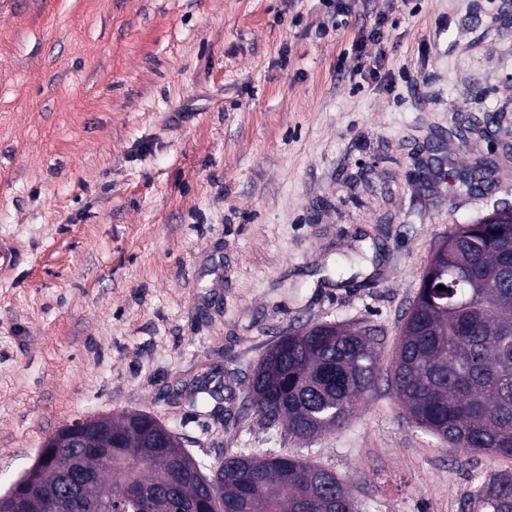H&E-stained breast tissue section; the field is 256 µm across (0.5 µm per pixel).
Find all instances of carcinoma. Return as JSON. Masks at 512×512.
<instances>
[{
	"instance_id": "cac0c4a2",
	"label": "carcinoma",
	"mask_w": 512,
	"mask_h": 512,
	"mask_svg": "<svg viewBox=\"0 0 512 512\" xmlns=\"http://www.w3.org/2000/svg\"><path fill=\"white\" fill-rule=\"evenodd\" d=\"M496 160L477 158L456 176L459 187L490 183ZM455 247L433 252L415 299L399 326L392 386L409 418L454 448L512 457V283L501 263L512 258V219L455 224L443 236ZM447 269L440 295L426 283ZM311 336L292 330L261 356L248 377L249 409L267 428L310 440L343 426L375 384L378 352L367 329L328 325ZM200 384L191 407L212 406ZM112 512H360L333 471L288 454L229 455L210 463L170 444L154 443L164 424L148 412L112 420ZM209 474H204V471ZM470 512H512V471L485 476L470 495Z\"/></svg>"
}]
</instances>
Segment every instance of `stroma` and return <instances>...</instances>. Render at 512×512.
<instances>
[{
    "label": "stroma",
    "instance_id": "35a3bbf8",
    "mask_svg": "<svg viewBox=\"0 0 512 512\" xmlns=\"http://www.w3.org/2000/svg\"><path fill=\"white\" fill-rule=\"evenodd\" d=\"M343 2L336 30L326 0H0V496L66 422L131 410L198 458H310L363 512H464L512 470L391 382L437 241L512 205V0ZM375 27L387 80L339 75ZM492 149L485 190L449 189ZM325 321L374 330L376 384L314 440L262 427L251 367ZM219 369L220 420L187 400Z\"/></svg>",
    "mask_w": 512,
    "mask_h": 512
}]
</instances>
